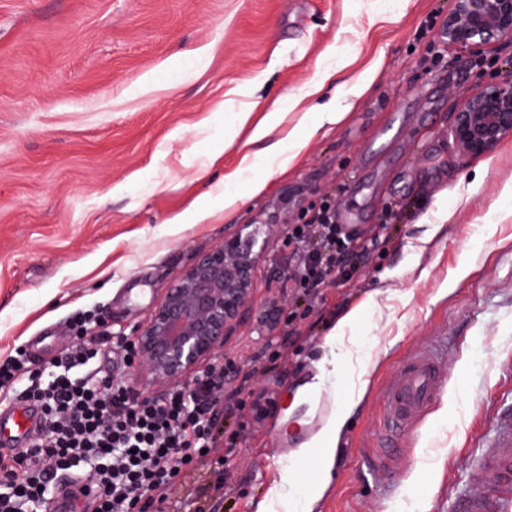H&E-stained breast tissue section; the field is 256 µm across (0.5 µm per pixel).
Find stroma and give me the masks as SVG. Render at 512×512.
I'll return each instance as SVG.
<instances>
[{"mask_svg":"<svg viewBox=\"0 0 512 512\" xmlns=\"http://www.w3.org/2000/svg\"><path fill=\"white\" fill-rule=\"evenodd\" d=\"M454 0H0V359L35 336L44 364L74 323L102 314L132 331L202 252L238 224L267 238L247 319L224 348L236 373L268 366L261 422L224 418L216 512H284L306 492L320 449L299 388L363 397L313 512H463L494 497L482 479L499 423L512 418V136L465 153L450 127L480 84L512 77V40L469 56L437 35ZM365 84L358 96L351 90ZM298 101L288 111L289 101ZM282 122L260 141L273 104ZM345 118L285 168L271 144L319 108ZM249 121L239 124V113ZM396 124L381 153L370 145ZM240 171L225 207L224 177ZM363 214L359 279L316 296L289 280V227L324 201ZM210 209L200 224L172 223ZM465 276H458L459 268ZM375 299L366 307L367 299ZM360 319L325 338L349 310ZM444 345L450 380L414 435L383 447L385 381L418 346ZM303 424L291 427L286 411Z\"/></svg>","mask_w":512,"mask_h":512,"instance_id":"1","label":"stroma"}]
</instances>
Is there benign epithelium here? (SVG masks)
<instances>
[{
    "label": "benign epithelium",
    "mask_w": 512,
    "mask_h": 512,
    "mask_svg": "<svg viewBox=\"0 0 512 512\" xmlns=\"http://www.w3.org/2000/svg\"><path fill=\"white\" fill-rule=\"evenodd\" d=\"M438 35L464 52L512 38V0H454ZM451 135L473 155L492 152L512 135V78L478 87L455 113ZM265 249L257 225L241 224L166 291L150 318L131 333L137 356L130 378L140 390L151 395L162 387H185L223 353L255 298Z\"/></svg>",
    "instance_id": "1"
}]
</instances>
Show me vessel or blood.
<instances>
[{"label": "vessel or blood", "mask_w": 512, "mask_h": 512, "mask_svg": "<svg viewBox=\"0 0 512 512\" xmlns=\"http://www.w3.org/2000/svg\"><path fill=\"white\" fill-rule=\"evenodd\" d=\"M447 381L448 366L433 349H418L404 360L383 388L384 434L393 438L416 431ZM41 423V409L34 404L19 402L1 408L0 451L12 454L28 447ZM483 478L488 486L499 489L500 496L471 498L469 512H500L503 502L512 499V433H503L496 448L490 449ZM74 484L72 474H56L45 512H71Z\"/></svg>", "instance_id": "b4317fda"}]
</instances>
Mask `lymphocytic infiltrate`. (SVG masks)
Instances as JSON below:
<instances>
[{
	"mask_svg": "<svg viewBox=\"0 0 512 512\" xmlns=\"http://www.w3.org/2000/svg\"><path fill=\"white\" fill-rule=\"evenodd\" d=\"M329 207L293 225L300 262L293 286L315 293L331 275L350 279L366 265L351 237L331 223ZM134 357L128 336L109 332L73 336L60 356L30 369L25 353L0 360V390L41 408L39 437L20 453L0 459V512H42L54 473L76 475L95 496L94 512H169L173 493L189 474L210 464L226 412L239 406L254 382L244 373L224 388V364L214 361L162 398L100 369L104 356Z\"/></svg>",
	"mask_w": 512,
	"mask_h": 512,
	"instance_id": "obj_1",
	"label": "lymphocytic infiltrate"
}]
</instances>
